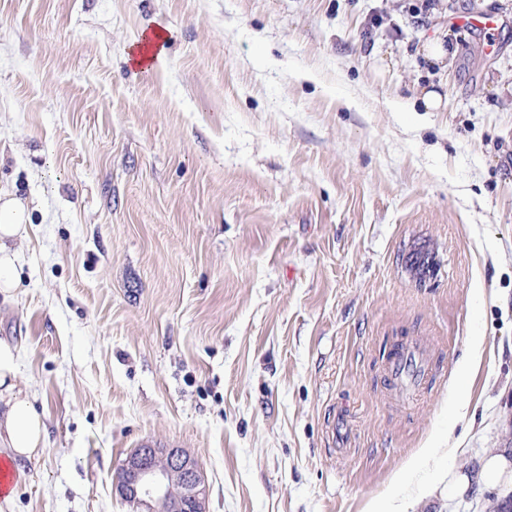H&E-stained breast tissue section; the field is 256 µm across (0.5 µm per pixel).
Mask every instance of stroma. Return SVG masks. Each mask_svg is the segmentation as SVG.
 Returning <instances> with one entry per match:
<instances>
[{
    "instance_id": "1",
    "label": "stroma",
    "mask_w": 512,
    "mask_h": 512,
    "mask_svg": "<svg viewBox=\"0 0 512 512\" xmlns=\"http://www.w3.org/2000/svg\"><path fill=\"white\" fill-rule=\"evenodd\" d=\"M423 2L0 0V191L31 216L0 340L47 431L11 512H132L148 438L209 512H505L446 481L512 448V0ZM402 340L435 367L412 398Z\"/></svg>"
}]
</instances>
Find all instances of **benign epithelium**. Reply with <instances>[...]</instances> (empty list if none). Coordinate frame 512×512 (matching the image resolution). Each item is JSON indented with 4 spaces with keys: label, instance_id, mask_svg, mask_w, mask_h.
Listing matches in <instances>:
<instances>
[{
    "label": "benign epithelium",
    "instance_id": "obj_1",
    "mask_svg": "<svg viewBox=\"0 0 512 512\" xmlns=\"http://www.w3.org/2000/svg\"><path fill=\"white\" fill-rule=\"evenodd\" d=\"M135 512H208V490L197 460L182 448H137L115 479Z\"/></svg>",
    "mask_w": 512,
    "mask_h": 512
}]
</instances>
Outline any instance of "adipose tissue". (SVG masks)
<instances>
[{"label":"adipose tissue","mask_w":512,"mask_h":512,"mask_svg":"<svg viewBox=\"0 0 512 512\" xmlns=\"http://www.w3.org/2000/svg\"><path fill=\"white\" fill-rule=\"evenodd\" d=\"M30 222L27 205L19 198L0 194V292L17 284L16 257L12 242L22 236ZM18 356L14 347L0 342V457L20 464L33 457L45 439L41 416L30 405L17 382ZM499 487L501 496L512 493V450L503 448L482 458L473 472L448 475V498H456L471 484Z\"/></svg>","instance_id":"ef3b65f1"}]
</instances>
